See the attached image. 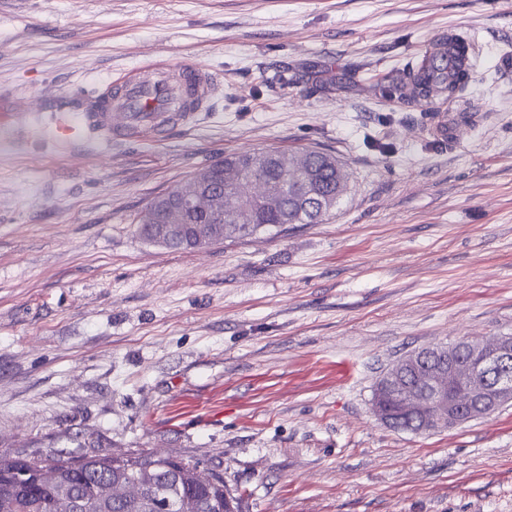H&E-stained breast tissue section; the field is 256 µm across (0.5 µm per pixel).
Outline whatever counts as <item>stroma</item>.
<instances>
[{
    "mask_svg": "<svg viewBox=\"0 0 512 512\" xmlns=\"http://www.w3.org/2000/svg\"><path fill=\"white\" fill-rule=\"evenodd\" d=\"M448 33L462 93L380 95ZM159 55L222 75L199 126L55 141L52 115ZM267 149L342 163L323 223L139 238L155 197ZM489 336H512V0H0V457L157 452L243 512H512V401L421 435L372 410L406 355Z\"/></svg>",
    "mask_w": 512,
    "mask_h": 512,
    "instance_id": "stroma-1",
    "label": "stroma"
}]
</instances>
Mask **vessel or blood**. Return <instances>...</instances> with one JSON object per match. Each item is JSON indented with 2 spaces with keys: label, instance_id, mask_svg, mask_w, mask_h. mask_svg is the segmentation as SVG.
Instances as JSON below:
<instances>
[{
  "label": "vessel or blood",
  "instance_id": "b4317fda",
  "mask_svg": "<svg viewBox=\"0 0 512 512\" xmlns=\"http://www.w3.org/2000/svg\"><path fill=\"white\" fill-rule=\"evenodd\" d=\"M113 90L86 99L77 133H108L112 140L158 143L172 128L200 121L218 82L213 70L196 62L171 59L113 77Z\"/></svg>",
  "mask_w": 512,
  "mask_h": 512
}]
</instances>
